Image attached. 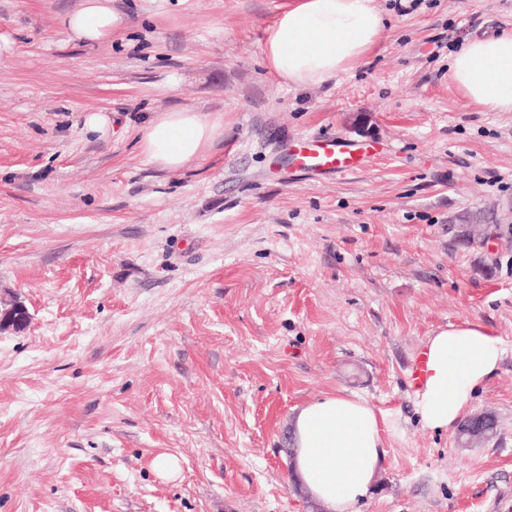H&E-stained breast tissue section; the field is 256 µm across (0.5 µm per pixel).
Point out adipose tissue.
<instances>
[{
  "label": "adipose tissue",
  "mask_w": 512,
  "mask_h": 512,
  "mask_svg": "<svg viewBox=\"0 0 512 512\" xmlns=\"http://www.w3.org/2000/svg\"><path fill=\"white\" fill-rule=\"evenodd\" d=\"M111 2L83 0L61 23L83 43L108 40L124 23ZM383 29L375 0H293L268 29L264 61L284 84L316 86L362 59ZM448 67L467 99L492 112H512V34L464 40ZM223 133L217 116L191 109L157 112L143 127L140 148L157 167L179 169L202 157ZM423 352L416 411L424 427L445 431L467 414L474 391L498 367L502 342L466 322L427 337ZM291 435V471L303 493L331 512H357L375 489L385 457L375 409L354 394H327L295 408Z\"/></svg>",
  "instance_id": "1"
}]
</instances>
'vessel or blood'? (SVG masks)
Wrapping results in <instances>:
<instances>
[{
  "label": "vessel or blood",
  "mask_w": 512,
  "mask_h": 512,
  "mask_svg": "<svg viewBox=\"0 0 512 512\" xmlns=\"http://www.w3.org/2000/svg\"><path fill=\"white\" fill-rule=\"evenodd\" d=\"M299 168L320 173L329 171L344 175L360 169L371 157L367 147L354 148L330 137L299 144L294 154Z\"/></svg>",
  "instance_id": "vessel-or-blood-1"
}]
</instances>
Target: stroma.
<instances>
[{
    "label": "stroma",
    "mask_w": 512,
    "mask_h": 512,
    "mask_svg": "<svg viewBox=\"0 0 512 512\" xmlns=\"http://www.w3.org/2000/svg\"><path fill=\"white\" fill-rule=\"evenodd\" d=\"M289 2L112 0L124 27L87 45L61 24L81 0H0V294L31 315L0 331V512H314L284 436L337 391L384 421L358 512H512V112L448 77L462 40L512 33V0H376L377 44L309 88L263 62ZM173 108L224 136L165 170L139 139ZM323 132L380 151L300 171ZM475 211L493 241L458 245ZM463 322L503 348L471 405L498 435L469 448L422 427L408 381Z\"/></svg>",
    "instance_id": "obj_1"
}]
</instances>
